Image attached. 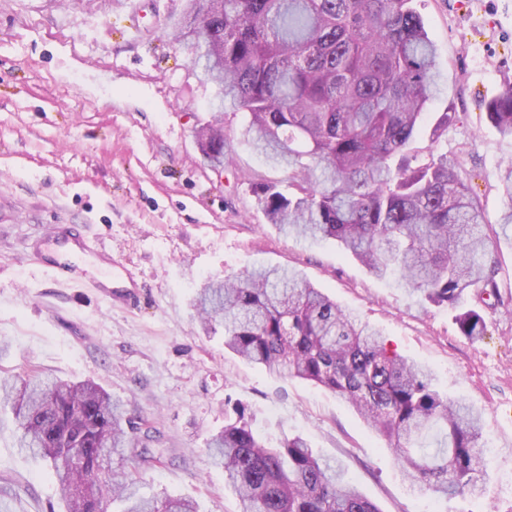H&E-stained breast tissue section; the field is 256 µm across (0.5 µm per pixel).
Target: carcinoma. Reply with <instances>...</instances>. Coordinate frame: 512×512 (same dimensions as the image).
I'll use <instances>...</instances> for the list:
<instances>
[{
    "label": "carcinoma",
    "mask_w": 512,
    "mask_h": 512,
    "mask_svg": "<svg viewBox=\"0 0 512 512\" xmlns=\"http://www.w3.org/2000/svg\"><path fill=\"white\" fill-rule=\"evenodd\" d=\"M413 0H188L175 39L192 42L224 107L249 115L247 142L288 169V192L272 181L254 192L277 231L334 239L378 279L396 276L437 306L456 311L460 332L484 335L466 307L473 290L499 298L496 241L458 161L421 156L435 97L436 48ZM489 122L512 137V87L487 105ZM209 163H222L221 118L198 131ZM500 218L512 226V162ZM195 309L224 347L270 374L324 387L377 431L410 483L437 498L474 495L486 483L480 414L433 386L430 371L387 349L379 331L296 271L246 269L205 283ZM18 423L17 447L50 463L67 512H197L185 497L146 498L136 474L155 460L151 427L90 381L36 372L0 377V403ZM224 430L207 450L224 469L240 512H380L336 463L301 436L275 446L258 439L245 407L226 397ZM436 451H423L433 430ZM79 463L72 464L73 458Z\"/></svg>",
    "instance_id": "1"
}]
</instances>
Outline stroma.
<instances>
[{"mask_svg": "<svg viewBox=\"0 0 512 512\" xmlns=\"http://www.w3.org/2000/svg\"><path fill=\"white\" fill-rule=\"evenodd\" d=\"M0 0V373L28 369L92 381L145 421L156 467L146 496L189 497L199 512H238L224 472L206 450L224 426V399L250 412L260 439L302 434L381 512H512V300L471 294L486 333L463 336L453 311L403 282L378 279L335 240L286 237L267 223L254 183L288 172L254 153L245 113L225 112L222 172L196 130L220 101L201 82L190 42L172 38L182 0ZM416 0L436 47L439 93L428 124L452 113L434 151L448 152L481 203L498 242L500 277L512 281V230L498 218L512 138L486 104L512 86V0ZM81 228L114 263L112 287L137 282L135 305L92 288H64L42 255L50 229ZM299 270L380 329L390 351L425 364L446 396L482 413L488 480L452 499L413 491L384 438L328 389L275 377L203 330L193 300L205 280L245 268ZM11 408H0V512H65L49 464L22 453Z\"/></svg>", "mask_w": 512, "mask_h": 512, "instance_id": "35a3bbf8", "label": "stroma"}]
</instances>
